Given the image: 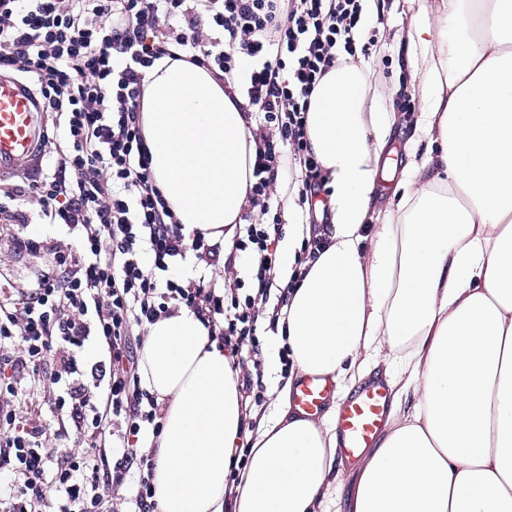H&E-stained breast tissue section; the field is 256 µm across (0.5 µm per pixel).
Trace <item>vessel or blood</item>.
<instances>
[{
	"label": "vessel or blood",
	"mask_w": 512,
	"mask_h": 512,
	"mask_svg": "<svg viewBox=\"0 0 512 512\" xmlns=\"http://www.w3.org/2000/svg\"><path fill=\"white\" fill-rule=\"evenodd\" d=\"M40 102L21 81L0 75V178L18 166H40L38 114ZM335 393L332 381L321 374L297 379L292 393L295 408L307 418L319 416ZM390 393L386 382L376 378L361 386L336 415L338 452L350 463L359 461L374 447L386 424Z\"/></svg>",
	"instance_id": "1"
}]
</instances>
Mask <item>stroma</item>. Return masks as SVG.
Wrapping results in <instances>:
<instances>
[{
    "label": "stroma",
    "instance_id": "obj_1",
    "mask_svg": "<svg viewBox=\"0 0 512 512\" xmlns=\"http://www.w3.org/2000/svg\"><path fill=\"white\" fill-rule=\"evenodd\" d=\"M364 12L369 28L375 29V45L368 55L370 71L367 92L370 100L382 111L393 112L397 120L387 135V145L377 168L383 178L377 181L372 195L374 209H385L401 194L399 185L406 176L407 153L414 145L416 109L422 104V92L413 81L408 57L402 43L409 24L406 0H366ZM406 90L415 106L414 111L398 110V92ZM18 216H0V286L12 290L33 287L42 275L55 271L58 254L77 253L79 242L69 234L49 235L36 207L26 201L17 202ZM279 336L271 334L265 340L260 355L242 351L238 359L242 366H251L260 358L264 366L266 389L255 417L273 409L276 389L283 376Z\"/></svg>",
    "mask_w": 512,
    "mask_h": 512
}]
</instances>
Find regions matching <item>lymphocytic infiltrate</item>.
Listing matches in <instances>:
<instances>
[{
	"mask_svg": "<svg viewBox=\"0 0 512 512\" xmlns=\"http://www.w3.org/2000/svg\"><path fill=\"white\" fill-rule=\"evenodd\" d=\"M364 0H0V69L25 76L45 110L62 120L64 154L34 184L6 191L33 198L44 223L76 235L78 255H59L58 277L23 298L0 289V512H105L112 493L130 489L134 512H158L151 458L131 439L159 434L155 395L141 385L133 327L186 308L219 326L230 354L262 351L258 321L276 331L290 288L321 244L308 239L286 286L270 246L279 221H265L286 167L299 159L306 198L325 175L306 136L321 79L360 41ZM175 41L186 62L209 71L236 66L224 45L247 59V96L256 108L252 171L234 251L251 262L247 279L216 293L203 280L169 278L187 256L206 260L203 238L186 240L154 183L144 145V79ZM97 359L86 363L89 349ZM49 389L59 438L77 432L80 451L55 455L45 424L18 415L32 380ZM110 448H101L102 439Z\"/></svg>",
	"mask_w": 512,
	"mask_h": 512,
	"instance_id": "f902f5d3",
	"label": "lymphocytic infiltrate"
}]
</instances>
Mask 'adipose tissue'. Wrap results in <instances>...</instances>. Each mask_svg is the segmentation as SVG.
<instances>
[{
    "instance_id": "obj_1",
    "label": "adipose tissue",
    "mask_w": 512,
    "mask_h": 512,
    "mask_svg": "<svg viewBox=\"0 0 512 512\" xmlns=\"http://www.w3.org/2000/svg\"><path fill=\"white\" fill-rule=\"evenodd\" d=\"M423 107L396 204L370 222L373 159L393 113L355 64L329 72L307 120L332 188L329 239L288 298L290 375L356 384L398 356L387 430L349 512H512V0H408ZM145 79L142 127L157 188L185 237L228 251L246 199L250 137L236 75L180 61ZM234 359L186 309L149 325L142 384L163 403L153 485L160 512H334L336 410L297 413L291 383L241 471Z\"/></svg>"
}]
</instances>
